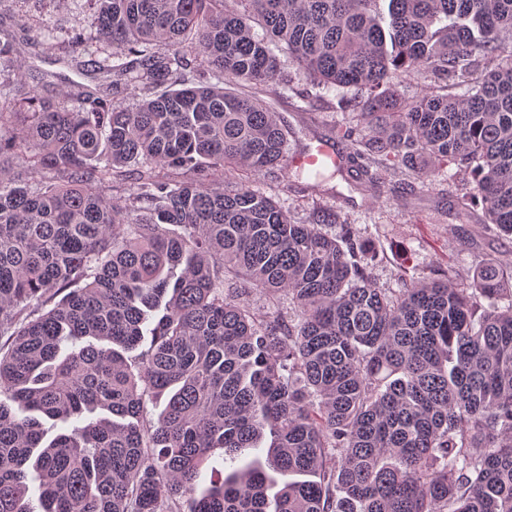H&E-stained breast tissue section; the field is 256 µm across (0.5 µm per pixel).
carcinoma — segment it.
<instances>
[{
  "label": "carcinoma",
  "instance_id": "carcinoma-1",
  "mask_svg": "<svg viewBox=\"0 0 512 512\" xmlns=\"http://www.w3.org/2000/svg\"><path fill=\"white\" fill-rule=\"evenodd\" d=\"M85 4L90 86L28 76L51 29L0 43V512H512V270L379 287L337 213L233 177L286 172L289 128L224 86L290 89L288 53L354 113L327 126L360 186L429 169L512 239V0ZM266 430L272 497L234 467Z\"/></svg>",
  "mask_w": 512,
  "mask_h": 512
}]
</instances>
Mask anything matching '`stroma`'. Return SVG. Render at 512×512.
<instances>
[{"label": "stroma", "mask_w": 512, "mask_h": 512, "mask_svg": "<svg viewBox=\"0 0 512 512\" xmlns=\"http://www.w3.org/2000/svg\"><path fill=\"white\" fill-rule=\"evenodd\" d=\"M15 11V16L0 19L1 38L23 36L15 20L19 14L41 18L43 24L60 29L66 36L88 25L87 14L76 10L70 0H24ZM282 64L294 78L290 91L278 94L266 85H249L245 92L271 103L274 111L298 131V138L288 141V151L294 154L328 138L324 120L334 115L337 101L330 94L322 98L312 94L296 61L286 57ZM311 181L308 173L294 167L277 179H253L258 189L287 209L295 221L312 222L317 204L340 213L343 222L352 224L374 253L370 273L379 287L397 289L402 279L432 277L446 270L466 286L474 271L488 261L512 266V242L458 214L453 190L446 184L401 198L387 191H361L346 170L331 168L324 173L320 195L314 197L304 190Z\"/></svg>", "instance_id": "1"}]
</instances>
